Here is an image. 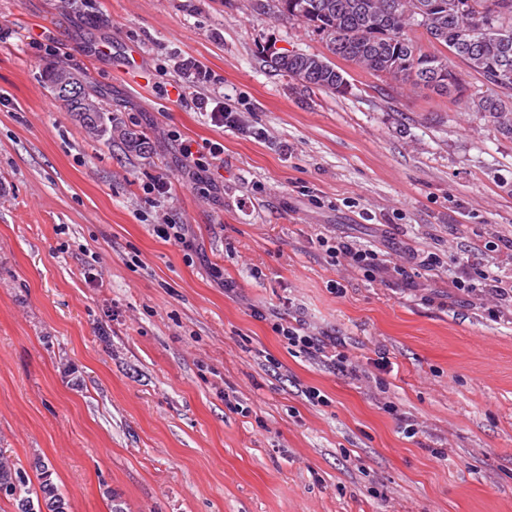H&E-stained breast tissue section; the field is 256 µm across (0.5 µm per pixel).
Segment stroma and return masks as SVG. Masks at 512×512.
Listing matches in <instances>:
<instances>
[{"mask_svg":"<svg viewBox=\"0 0 512 512\" xmlns=\"http://www.w3.org/2000/svg\"><path fill=\"white\" fill-rule=\"evenodd\" d=\"M249 4L0 0V449L41 457L71 512H512V305L448 265L474 247L512 280V138L347 61L348 93L303 88L261 50L319 35ZM50 37L149 156L55 100ZM185 142L223 148L208 189ZM334 248L335 250H331L332 254H335L336 257L340 254L348 258L351 266L358 271L374 274V270L377 269V256L371 249L357 248L349 243H343ZM274 328L287 341L288 345L298 348L300 353L321 354L333 366L338 367H343L348 362V357L345 354L336 351L337 346L335 343L326 344L318 336L309 334L301 324L295 326L285 321V323L275 324ZM330 348H333L334 351H327Z\"/></svg>","mask_w":512,"mask_h":512,"instance_id":"stroma-1","label":"stroma"}]
</instances>
